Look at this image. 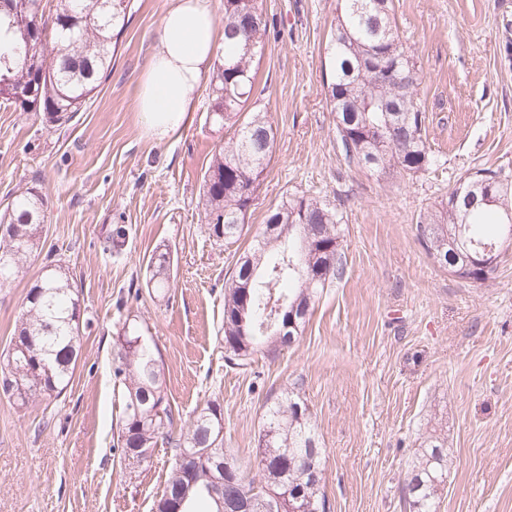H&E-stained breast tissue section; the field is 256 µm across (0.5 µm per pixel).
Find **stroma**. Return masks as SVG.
<instances>
[{
  "label": "stroma",
  "instance_id": "35a3bbf8",
  "mask_svg": "<svg viewBox=\"0 0 512 512\" xmlns=\"http://www.w3.org/2000/svg\"><path fill=\"white\" fill-rule=\"evenodd\" d=\"M170 3L134 0L109 78L66 126L0 109V210L29 188L47 201L45 255L0 288V354L46 259L68 266L92 323L60 397L0 395V512H153L163 456L127 468L112 449L121 412L113 338L129 317L155 336L183 415L219 398L224 447L251 477L266 408L292 388L326 450L329 512H405L401 484L433 440L449 467L437 512H512V252L475 283L439 267L416 240L421 216L466 174L512 175V0H393L400 39L423 71L417 97L437 159L404 179L348 165L337 146L324 82L337 0H259L268 37L258 106L275 142L240 239L222 246L200 200L225 138L206 119L208 84L171 139L146 136L136 108ZM295 191L343 212L344 275L276 359L226 367L224 283L269 207ZM116 224L128 238L111 256L101 244ZM161 244L174 282L159 299L145 279Z\"/></svg>",
  "mask_w": 512,
  "mask_h": 512
}]
</instances>
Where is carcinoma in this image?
I'll return each mask as SVG.
<instances>
[{"label":"carcinoma","mask_w":512,"mask_h":512,"mask_svg":"<svg viewBox=\"0 0 512 512\" xmlns=\"http://www.w3.org/2000/svg\"><path fill=\"white\" fill-rule=\"evenodd\" d=\"M27 0H0V106L17 112H42L47 122L61 127L91 99L112 71L128 21L130 0H54V8L23 10ZM267 23L258 0H224V33L236 42L224 46V57L211 82L213 122L232 130L212 157L202 180L205 220L213 242H236L256 199L272 155L275 132L266 113L253 111L254 63L265 49ZM327 90L336 113L339 148L348 164L384 175L413 176L433 164L427 142L425 113L417 102L420 69L402 43L393 14V0H340L326 45ZM382 62L396 81L377 82L368 66ZM425 215L416 226L417 240L427 255L451 274L473 282L491 278L496 268L463 270L464 258L484 246L501 255L512 250V184L496 191L492 200H453ZM46 199L26 189L0 212L19 249L0 286L10 284L20 263L38 252L45 221ZM343 214L325 201L304 193H288L269 210L267 224L279 225L276 239L262 237L237 258L224 285V361L244 366L258 354L273 359L285 345L274 323L270 301L296 311L303 331L315 308L318 290L342 277L341 227ZM127 231L112 230L103 251L120 252ZM156 247L146 267V287L159 297L172 288V268ZM79 291L59 265L44 266L20 313L12 348L21 362L3 357L0 392L26 403L57 398L68 387L76 367L80 336L89 322L74 320ZM53 364L51 375L38 368ZM112 372L122 388L123 416L117 423L120 458L128 464L146 461L157 445L169 456L166 486L155 502L166 512L168 499L185 498L183 512H220L210 494L218 468L200 464L187 476L180 459L203 457L224 444V408L209 399L189 416V425L176 423L179 408L167 393L162 355L148 328L127 319L114 339ZM308 404L292 391L282 393L266 412L258 436L257 468L264 484L256 485L239 471L236 487L226 493L274 502V512H288V492L301 481L308 486L306 512H327L323 490L322 456ZM448 474V453L433 441L408 470L401 500L409 512H436L439 486Z\"/></svg>","instance_id":"1"}]
</instances>
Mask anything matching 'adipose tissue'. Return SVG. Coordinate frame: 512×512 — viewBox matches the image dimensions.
Returning a JSON list of instances; mask_svg holds the SVG:
<instances>
[{
    "instance_id": "adipose-tissue-1",
    "label": "adipose tissue",
    "mask_w": 512,
    "mask_h": 512,
    "mask_svg": "<svg viewBox=\"0 0 512 512\" xmlns=\"http://www.w3.org/2000/svg\"><path fill=\"white\" fill-rule=\"evenodd\" d=\"M224 41L207 0H172L140 81L137 111L148 136L162 141L185 126L193 96Z\"/></svg>"
}]
</instances>
